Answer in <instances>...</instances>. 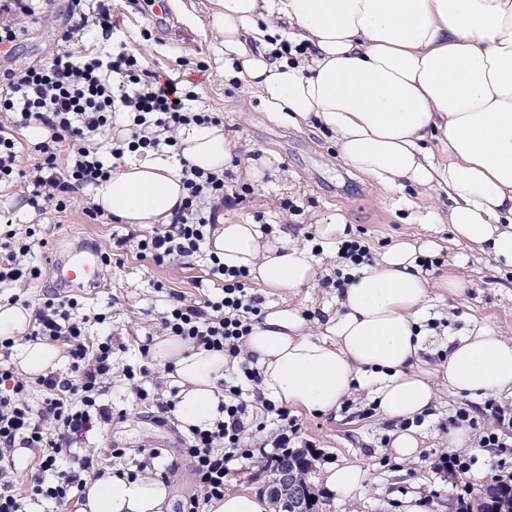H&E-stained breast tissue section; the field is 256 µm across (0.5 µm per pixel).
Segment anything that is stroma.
<instances>
[{
	"label": "stroma",
	"instance_id": "stroma-1",
	"mask_svg": "<svg viewBox=\"0 0 512 512\" xmlns=\"http://www.w3.org/2000/svg\"><path fill=\"white\" fill-rule=\"evenodd\" d=\"M214 8L215 0H167V17L162 20L153 16L145 0H112L118 29L106 40L96 28L76 30L79 8L75 0H45L41 23L30 27L9 53H0V75L19 65L46 61L59 51L88 45L105 49L127 46L141 69L193 87L196 97L190 103L192 110L219 115L233 146L234 163L229 171L235 186L244 183L239 167L242 159L267 156L274 160V175L267 177L264 186L251 187L240 205L225 211L224 219L263 224L271 230L285 224L298 234L300 243L312 248L320 260L323 281L301 289L295 297L306 319L319 316L321 304L332 302L336 294L324 281L335 278L339 263L324 257L315 226L319 215L336 212L344 217L352 237L363 241L374 256L400 239L429 236L439 243L429 275L437 277L451 270L468 281L469 287L460 296L432 295V325L436 330H461L474 317L512 336V272L497 270L491 257L454 242L446 221L447 199H425L420 209L406 208L400 195L352 171L327 132L316 127L297 129L276 113L264 111L257 97L243 92L237 80L224 74L218 61L220 44L210 31ZM69 28L74 29V37L71 42H62L61 35ZM146 29L152 32L148 42L142 38ZM201 61L206 63V71H197ZM93 205L92 193L87 190L76 194L66 212L49 210L36 216L45 241L35 250L42 274L31 282L0 290V297L17 294L30 303L40 302L58 283L53 260L63 257L74 241L90 237L106 251H118L119 262L102 275L96 287L64 291L65 296L78 300L85 313L106 314L105 323L91 327L86 343L92 346L111 341L112 366L117 373L101 398L102 404L111 407L112 418L94 425L80 453L93 458L100 469L132 470L142 460L143 449H160L162 455L155 459V469L173 486L172 512H182L186 501L199 491L192 463L181 453L185 433L175 421L156 422V408L141 402L118 373L127 366H149L144 387L159 398L169 399L174 388L172 377L156 359L141 355L139 348L147 337L160 335V315L172 294L199 301L218 293L220 284L209 274L207 256L158 264L139 257L135 250L116 249L117 239L131 232L149 234V226L126 224L109 214L100 221H90L85 211ZM423 209L439 213L440 223H420ZM460 254L467 256V263L449 268V258ZM494 405L499 407L500 416L491 414ZM462 411L471 421V442L454 452L448 448V432ZM290 414L296 421L288 431L290 449L313 451L316 468L348 459L369 476L365 491L350 500L316 486L313 512H405L413 499L419 501L423 512H457L463 502L497 479L501 470L512 471L511 396L463 398L447 387H438L427 413L410 421L423 437L424 449L417 460L404 463L396 462L388 451L398 421L382 418L368 394H356L332 415H312L298 408L291 409ZM491 431L499 436L501 447H482L481 437ZM275 436L271 427L259 434L257 442L264 445V452L236 461L224 481L225 490L263 493L266 467L277 454L271 446ZM116 448L124 449V456L113 458ZM451 456L459 458L463 467L450 476L442 461Z\"/></svg>",
	"mask_w": 512,
	"mask_h": 512
}]
</instances>
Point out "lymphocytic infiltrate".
Segmentation results:
<instances>
[{
	"label": "lymphocytic infiltrate",
	"mask_w": 512,
	"mask_h": 512,
	"mask_svg": "<svg viewBox=\"0 0 512 512\" xmlns=\"http://www.w3.org/2000/svg\"><path fill=\"white\" fill-rule=\"evenodd\" d=\"M0 12L14 16V23L0 24V46L15 45L38 22L33 0H0ZM121 75L130 85L115 97L111 74ZM193 92L180 82L142 72L137 58L129 53L103 58L95 48L53 55L45 63L11 69L0 85V112L14 115L13 128L0 126V184L26 178L36 213L51 208L64 212L74 193L108 178L125 158L135 153L176 147V134L191 124L215 122L211 112H195L187 103ZM123 121L127 139H112L114 121ZM38 122L50 131L48 139L34 144L38 161L32 170L20 167L24 150L16 128ZM186 195L174 211L170 224L138 240L139 255L156 263L187 257L204 250L218 221L220 209H232L242 200L241 192L229 185L230 173H212L189 165L181 169ZM33 225L0 227V285L24 278H38L39 267L28 263L35 247ZM212 277L223 281L220 295L196 303L174 296L160 320L167 336H177L193 346L204 347L236 361L238 371L224 383L221 416L205 429H191L183 453L193 465L204 498L190 497L184 512H201L202 499L224 496V479L229 464L253 456L247 434L253 429L248 404L243 398L244 382H259L256 369L242 360V347L254 323L261 319L262 300L248 282L243 268H229L212 259ZM76 299L51 294L34 313L30 339L44 337L70 344L71 373L39 378L41 409L33 411L25 399L26 380L9 365L13 340H0V461L15 444L40 449V471L32 475L25 490H18L7 469L0 464V512H26V500H51L64 504L81 488V473L93 471L91 458L78 459V473L54 481L45 474L61 456L93 427L108 421L110 412L100 398L112 377V343H98L87 350L83 338L89 323H104L105 315L77 316Z\"/></svg>",
	"instance_id": "f902f5d3"
}]
</instances>
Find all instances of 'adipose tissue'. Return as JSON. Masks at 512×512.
I'll return each instance as SVG.
<instances>
[{
  "label": "adipose tissue",
  "instance_id": "adipose-tissue-1",
  "mask_svg": "<svg viewBox=\"0 0 512 512\" xmlns=\"http://www.w3.org/2000/svg\"><path fill=\"white\" fill-rule=\"evenodd\" d=\"M210 28L226 75L265 111L330 132L346 165L388 191L410 185L425 199L446 195L455 240L512 269V0H217ZM178 149L176 159L150 153L116 168L92 189L98 209L128 224L169 223L186 195L180 161L219 173L232 160L220 124L184 127ZM207 248L283 294L312 287L320 273L312 250L285 227L271 235L261 224H220ZM435 252L431 240L395 241L322 307L316 335L296 305L268 307L244 342L263 394L326 415L366 390L391 420L426 412L441 385L460 397L512 395V337L488 322L471 320L448 336L439 360L425 359L431 291L467 287L455 275L425 273L423 260ZM31 320L29 309L0 304V338L18 341L13 364L29 377L64 370L58 344L27 339ZM151 353L173 368L178 421L208 427L233 369L228 358L176 336L156 337ZM367 482L349 460L322 473L342 499ZM171 508L161 476L113 470L88 479L74 504V512Z\"/></svg>",
  "mask_w": 512,
  "mask_h": 512
}]
</instances>
